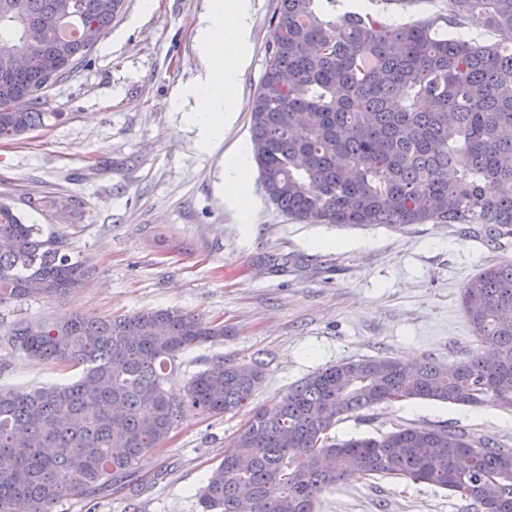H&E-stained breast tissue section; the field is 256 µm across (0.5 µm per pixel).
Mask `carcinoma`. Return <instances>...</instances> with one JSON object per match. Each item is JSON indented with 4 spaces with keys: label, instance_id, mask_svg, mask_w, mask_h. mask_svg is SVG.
<instances>
[{
    "label": "carcinoma",
    "instance_id": "cac0c4a2",
    "mask_svg": "<svg viewBox=\"0 0 512 512\" xmlns=\"http://www.w3.org/2000/svg\"><path fill=\"white\" fill-rule=\"evenodd\" d=\"M124 0H0V56L23 48L65 64L42 85L23 70L0 79V138L62 116L49 91L90 63ZM342 0H279L260 84L249 105L254 162L267 199L302 224H468L475 238L512 239V42L449 35L472 20L512 34V0H448L427 20L391 26ZM29 107L13 112L19 98ZM53 224L25 223L0 194V305L63 295L87 275L71 256L84 215L30 197ZM462 306L478 352L448 367L425 358L345 359L253 410L240 441L199 492L202 512H314L326 488L350 478L396 477L457 493L480 512H512V448L444 426L400 424L381 438L336 441L341 421L385 403L428 400L512 410V261L484 267ZM224 326L178 308L60 322L18 318L3 340L30 358L82 368L78 381L0 389V512H50L59 500L134 475L183 408L240 409L264 379L259 364L217 360L191 376L180 400L165 384L179 355L224 341Z\"/></svg>",
    "mask_w": 512,
    "mask_h": 512
}]
</instances>
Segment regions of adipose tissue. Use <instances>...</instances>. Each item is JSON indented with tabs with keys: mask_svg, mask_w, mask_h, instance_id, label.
Wrapping results in <instances>:
<instances>
[{
	"mask_svg": "<svg viewBox=\"0 0 512 512\" xmlns=\"http://www.w3.org/2000/svg\"><path fill=\"white\" fill-rule=\"evenodd\" d=\"M250 29L251 0H210L200 20L198 50L204 69L191 88L196 108L189 120L200 131L202 147L221 139L235 118L232 94L248 62ZM252 164V151L243 145L224 165V202L244 218L251 210L247 175Z\"/></svg>",
	"mask_w": 512,
	"mask_h": 512,
	"instance_id": "adipose-tissue-1",
	"label": "adipose tissue"
}]
</instances>
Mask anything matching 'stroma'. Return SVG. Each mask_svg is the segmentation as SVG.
<instances>
[{
  "label": "stroma",
  "instance_id": "35a3bbf8",
  "mask_svg": "<svg viewBox=\"0 0 512 512\" xmlns=\"http://www.w3.org/2000/svg\"><path fill=\"white\" fill-rule=\"evenodd\" d=\"M386 22L444 11L447 0H362ZM209 0H125L112 28L49 93L59 120L0 139V193L27 223L47 224L28 197H79L83 221L72 256L90 270L61 298L0 305V324L59 321L75 314L178 308L223 324V342L177 360L167 388L181 393L216 360L261 364L251 404L221 417L183 414L168 441L141 458L138 489L115 484L74 495L52 512H200L197 492L237 441L255 406L278 403L290 386L346 358L428 357L449 365L478 349L461 306L481 268L512 261L457 224H299L267 200L250 174V223L224 203V162L249 139V103L265 69L277 0H252L251 60L234 93L236 119L222 142L202 149L186 120L184 90L201 69L200 16ZM79 369L39 361L0 344V387L74 381ZM448 426L512 447V411L427 400L380 405L332 429L336 439L377 438L398 423ZM314 512H476L449 491L401 478H352L325 489Z\"/></svg>",
  "mask_w": 512,
  "mask_h": 512
}]
</instances>
